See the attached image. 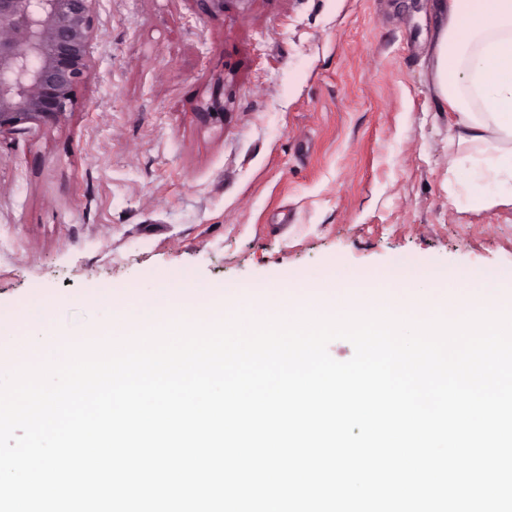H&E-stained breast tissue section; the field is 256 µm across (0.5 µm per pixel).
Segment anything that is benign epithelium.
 Returning <instances> with one entry per match:
<instances>
[{
	"mask_svg": "<svg viewBox=\"0 0 512 512\" xmlns=\"http://www.w3.org/2000/svg\"><path fill=\"white\" fill-rule=\"evenodd\" d=\"M96 0H0V133L64 123L91 69Z\"/></svg>",
	"mask_w": 512,
	"mask_h": 512,
	"instance_id": "1",
	"label": "benign epithelium"
}]
</instances>
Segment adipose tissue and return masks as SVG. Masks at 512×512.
<instances>
[{
    "label": "adipose tissue",
    "mask_w": 512,
    "mask_h": 512,
    "mask_svg": "<svg viewBox=\"0 0 512 512\" xmlns=\"http://www.w3.org/2000/svg\"><path fill=\"white\" fill-rule=\"evenodd\" d=\"M429 60L472 206L512 204V0H439Z\"/></svg>",
    "instance_id": "1"
}]
</instances>
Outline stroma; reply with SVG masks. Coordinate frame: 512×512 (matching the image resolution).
Instances as JSON below:
<instances>
[{
	"instance_id": "stroma-1",
	"label": "stroma",
	"mask_w": 512,
	"mask_h": 512,
	"mask_svg": "<svg viewBox=\"0 0 512 512\" xmlns=\"http://www.w3.org/2000/svg\"><path fill=\"white\" fill-rule=\"evenodd\" d=\"M431 2L98 0L66 123L0 134V311L39 290L88 323L93 286L184 274L290 294L334 262L512 272V205L456 182Z\"/></svg>"
}]
</instances>
